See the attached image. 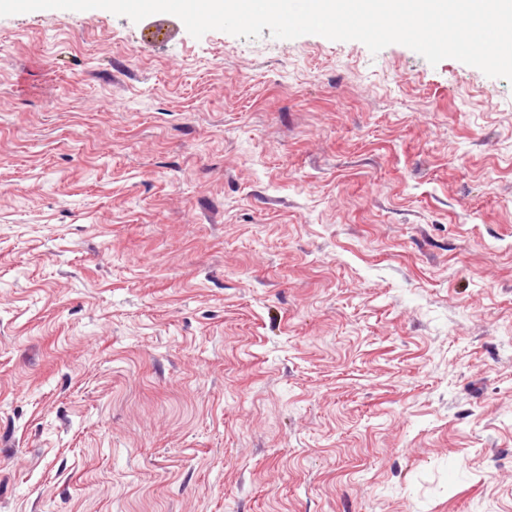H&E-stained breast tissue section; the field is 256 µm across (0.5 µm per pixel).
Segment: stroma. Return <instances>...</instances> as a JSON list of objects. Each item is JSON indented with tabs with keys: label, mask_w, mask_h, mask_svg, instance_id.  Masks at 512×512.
Wrapping results in <instances>:
<instances>
[{
	"label": "stroma",
	"mask_w": 512,
	"mask_h": 512,
	"mask_svg": "<svg viewBox=\"0 0 512 512\" xmlns=\"http://www.w3.org/2000/svg\"><path fill=\"white\" fill-rule=\"evenodd\" d=\"M0 512H512V83L0 17Z\"/></svg>",
	"instance_id": "obj_1"
}]
</instances>
